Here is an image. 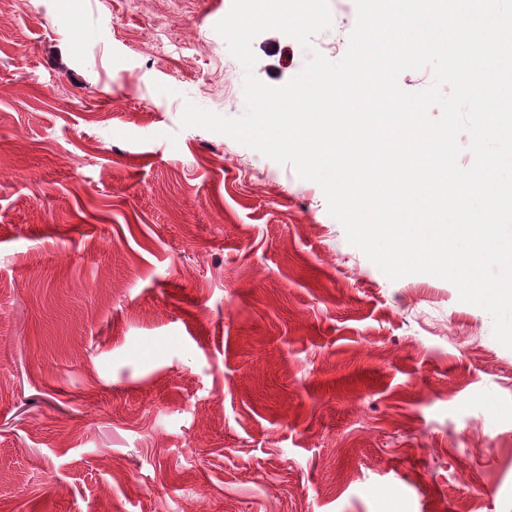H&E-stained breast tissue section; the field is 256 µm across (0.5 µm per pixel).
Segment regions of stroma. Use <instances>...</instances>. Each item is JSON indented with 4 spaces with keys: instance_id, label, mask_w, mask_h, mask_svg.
Masks as SVG:
<instances>
[{
    "instance_id": "1",
    "label": "stroma",
    "mask_w": 512,
    "mask_h": 512,
    "mask_svg": "<svg viewBox=\"0 0 512 512\" xmlns=\"http://www.w3.org/2000/svg\"><path fill=\"white\" fill-rule=\"evenodd\" d=\"M232 0H0V512H512V349L390 279L246 111ZM252 41L281 87L346 54Z\"/></svg>"
}]
</instances>
